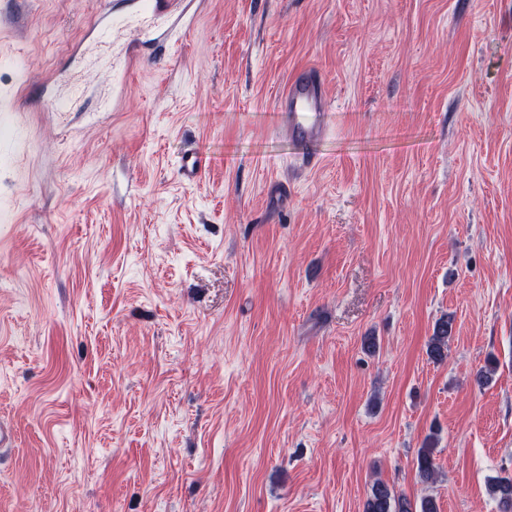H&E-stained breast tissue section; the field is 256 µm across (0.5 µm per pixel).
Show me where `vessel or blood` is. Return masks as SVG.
I'll return each mask as SVG.
<instances>
[{
  "label": "vessel or blood",
  "mask_w": 512,
  "mask_h": 512,
  "mask_svg": "<svg viewBox=\"0 0 512 512\" xmlns=\"http://www.w3.org/2000/svg\"><path fill=\"white\" fill-rule=\"evenodd\" d=\"M194 0H126L125 16L102 15L96 25L97 45L112 71L127 73L133 64L146 62L145 42L134 38L116 42L117 32L139 25L145 31H157L158 41L177 42L191 21L189 8ZM277 115L289 135L311 148L328 131L333 114L320 72L305 68L293 75L277 100ZM204 164L194 150L185 151L179 159L178 173L193 182L202 175Z\"/></svg>",
  "instance_id": "b4317fda"
}]
</instances>
